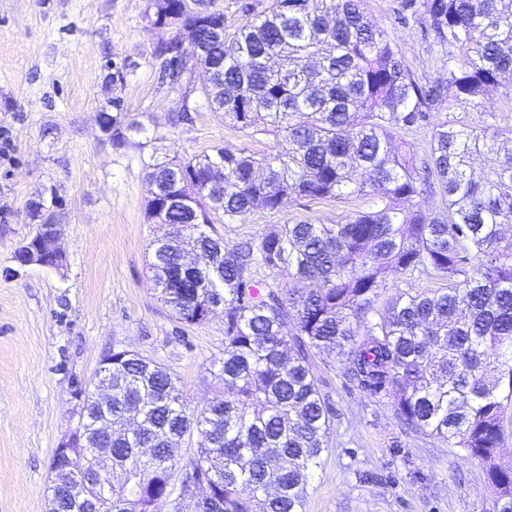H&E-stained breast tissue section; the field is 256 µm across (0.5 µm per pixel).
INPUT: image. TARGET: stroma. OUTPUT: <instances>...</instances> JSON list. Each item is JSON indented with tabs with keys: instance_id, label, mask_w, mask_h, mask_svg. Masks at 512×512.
Listing matches in <instances>:
<instances>
[{
	"instance_id": "1",
	"label": "stroma",
	"mask_w": 512,
	"mask_h": 512,
	"mask_svg": "<svg viewBox=\"0 0 512 512\" xmlns=\"http://www.w3.org/2000/svg\"><path fill=\"white\" fill-rule=\"evenodd\" d=\"M399 0H363L420 78H445L440 47L420 23L399 21ZM153 0H0V512H46L50 463L77 424L76 383L102 359L130 350L164 364L190 406L222 397L213 361L224 353V316L200 325L172 318L151 288L147 175L165 156L219 148L275 152L210 111L195 68L163 80L155 58L168 28L153 24ZM117 117L122 140L98 116ZM55 202L61 269L19 268L17 248L36 231L35 195ZM291 200L216 225L225 242L259 239L279 224H333L367 207ZM336 420L308 487L305 512H494L483 464L440 439L408 432L388 400L346 384L328 358L316 361Z\"/></svg>"
}]
</instances>
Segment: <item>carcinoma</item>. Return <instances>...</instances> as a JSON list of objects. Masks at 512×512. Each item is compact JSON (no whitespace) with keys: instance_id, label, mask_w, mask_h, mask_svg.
I'll return each instance as SVG.
<instances>
[{"instance_id":"obj_1","label":"carcinoma","mask_w":512,"mask_h":512,"mask_svg":"<svg viewBox=\"0 0 512 512\" xmlns=\"http://www.w3.org/2000/svg\"><path fill=\"white\" fill-rule=\"evenodd\" d=\"M410 17L448 56L445 79L420 80L361 0H271L232 31L223 13L204 11L195 36L223 31L205 98L215 95L233 128L272 133L281 148L152 165L162 183L169 165L183 166L187 181L170 195L192 204L169 215L171 244L162 257L153 250L151 282L186 325L223 299L224 400L192 409L166 366L112 352V461L87 472L101 487L112 480V512H161L175 481L173 512H305L336 417L315 372L322 354L389 399L407 429L481 460L495 512H512V468L496 462L512 435V125L433 120L448 93L480 105L512 72V0H401L398 18ZM154 24L194 19L177 7ZM420 127L430 133L423 157L402 137ZM214 164L224 183L209 187ZM436 187L442 207L429 211L421 198ZM350 196L373 203L336 224H281L256 242L230 245L213 229L293 197ZM191 251L207 257L201 288L177 262ZM261 269L288 270V283L253 280ZM138 401L141 426L129 434L125 411ZM49 495L56 512H81L63 489Z\"/></svg>"}]
</instances>
